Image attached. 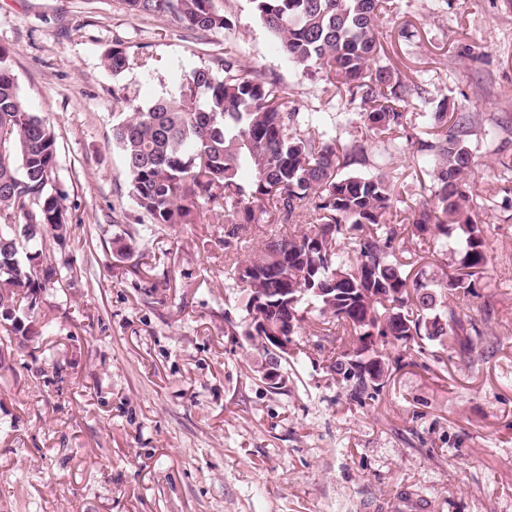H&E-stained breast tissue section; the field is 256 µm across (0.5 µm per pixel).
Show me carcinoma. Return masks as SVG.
I'll use <instances>...</instances> for the list:
<instances>
[{
	"label": "carcinoma",
	"instance_id": "carcinoma-1",
	"mask_svg": "<svg viewBox=\"0 0 512 512\" xmlns=\"http://www.w3.org/2000/svg\"><path fill=\"white\" fill-rule=\"evenodd\" d=\"M287 61L312 79L345 90L361 108L365 130L386 138L385 153L404 151L397 133L409 125L410 86L382 63L377 29L381 0H252ZM148 20H178L204 35L230 28L213 0H121ZM118 76L131 65L121 44L103 54ZM0 55V360L36 335L28 315L41 288L57 275L48 242L70 231L64 197L53 187L57 167L54 129L29 110ZM453 121H448V118ZM430 137L412 142L428 168L430 196L414 210L411 238L438 251L461 232L459 260L442 280L410 272L397 254L405 239L388 226L397 177L384 171L360 141L340 146L322 123L288 105L279 80L243 66L224 49L210 63L181 76L179 91L137 107L112 126L131 198L147 218L144 230L195 223L202 205L224 212V250L245 297L243 335L258 341L267 360V330L259 320L290 318L298 335L318 312L335 326L339 352L326 372L349 404L378 398L393 371L418 365L429 346L448 339L469 354L486 342L484 331L452 304L473 294L489 264L482 227L471 219L469 177L474 155L469 136L475 117L448 115L440 100L426 115ZM307 211L314 219L296 237L266 239L262 254L237 256L243 233L273 213L289 224ZM133 236L113 241L117 260L130 257ZM262 301L261 307L253 300ZM401 348L397 357L378 349ZM276 360V359H274ZM282 360H276L281 369Z\"/></svg>",
	"mask_w": 512,
	"mask_h": 512
}]
</instances>
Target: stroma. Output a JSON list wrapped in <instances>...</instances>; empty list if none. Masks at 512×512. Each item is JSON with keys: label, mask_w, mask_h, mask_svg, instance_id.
Segmentation results:
<instances>
[{"label": "stroma", "mask_w": 512, "mask_h": 512, "mask_svg": "<svg viewBox=\"0 0 512 512\" xmlns=\"http://www.w3.org/2000/svg\"><path fill=\"white\" fill-rule=\"evenodd\" d=\"M215 6L230 29L196 38L119 0H0V54L57 135L54 185L71 220L51 244L62 269L40 293L39 334L0 367V512H512V208L497 154L512 138L495 135L512 117V0H383L378 37L423 87L411 126L442 99L476 116L471 206L491 260L464 313L489 343L397 370L364 408L347 403L313 336L283 364L282 389L267 387L214 212L112 256L140 222L116 115L175 92L182 70L225 47L275 75L337 143L383 151L357 106L289 65L252 0ZM117 41L132 64L116 77L102 52ZM388 166L401 175L390 220L406 225L430 178L408 149ZM406 246L401 261L438 279L457 259L453 243L438 258L430 242Z\"/></svg>", "instance_id": "obj_1"}]
</instances>
